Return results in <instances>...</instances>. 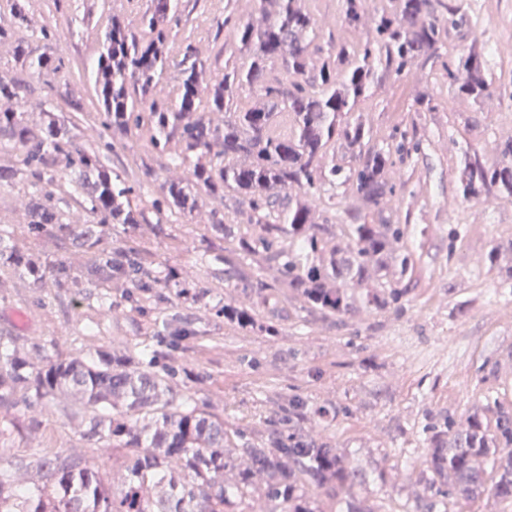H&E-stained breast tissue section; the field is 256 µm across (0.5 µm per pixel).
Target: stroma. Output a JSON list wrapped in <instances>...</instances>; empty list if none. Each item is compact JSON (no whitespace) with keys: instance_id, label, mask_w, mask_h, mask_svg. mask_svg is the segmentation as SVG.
<instances>
[{"instance_id":"35a3bbf8","label":"stroma","mask_w":512,"mask_h":512,"mask_svg":"<svg viewBox=\"0 0 512 512\" xmlns=\"http://www.w3.org/2000/svg\"><path fill=\"white\" fill-rule=\"evenodd\" d=\"M475 27L450 33L442 62L414 67L383 81L359 104L377 143L413 126L419 152L391 167L386 177L396 195L389 212L402 217L404 244L413 269L400 313L362 307L344 321L321 314L296 300H284L276 263L254 260L236 243L211 235L215 211L238 223L233 210H221L205 191L197 208L184 218L153 206L162 178H185L187 166L154 151L147 131L132 130L102 152V160L130 186L129 199L144 219L135 230L115 224L105 236L111 247L134 248L159 274H172L157 286L149 306L131 309L127 289L88 277L90 252L64 237L36 238L24 228L34 191L20 156L0 150V166L13 169L0 184V228L13 229L14 247L43 251L48 261L65 262L66 284L53 278L36 282L0 271V336L11 337L32 362L44 355H88L95 347L125 350L149 343L178 371L175 396L193 394L210 403L228 428L243 430L257 442L288 432L314 436L342 451L362 469L366 495L386 512H419L429 498L422 479L434 432L444 420L465 425L474 410L492 420L488 403L512 405V288L500 284L501 271L512 268V200L496 191L465 200L459 178L465 152L487 163L496 145L512 141V0H470ZM194 7V26L173 27L172 57L193 43L200 58L213 59L230 30H218L225 9L248 20L253 0H182ZM151 0H27L24 20L14 15L12 0H0V79L15 84L14 110L39 119L52 112L80 143L100 149L96 131L101 107L94 90L98 42L112 17L134 23ZM378 0H367L360 25L338 22V0H318L314 29L337 41L364 40L374 26ZM53 28V41L40 40ZM484 40L493 75L480 99L457 94L446 79L444 63L456 60L472 38ZM34 54L60 58V74L36 72L14 56L17 42ZM429 93L437 106L417 110L415 99ZM51 204L64 223L84 224L88 214L69 177L64 157L52 165ZM249 273L264 289L244 287ZM264 318L279 310L276 333L225 320V304ZM176 317L188 333L210 338L203 352L157 342L154 322ZM47 456L78 454L93 460L85 447L70 403L60 398L45 407L0 411V466L16 465L30 449Z\"/></svg>"}]
</instances>
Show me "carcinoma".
Segmentation results:
<instances>
[{
    "mask_svg": "<svg viewBox=\"0 0 512 512\" xmlns=\"http://www.w3.org/2000/svg\"><path fill=\"white\" fill-rule=\"evenodd\" d=\"M315 0H254L256 19L245 22L224 12L232 41L217 55L224 69L211 76L196 48L185 45L171 58V24L182 21L179 0H153L135 26L114 18L106 27L96 67L95 90L102 106L97 136L118 138L147 126L152 147L191 162L184 181H163L154 205L185 217L196 205V189L233 203L245 225L219 221L214 235L237 241L246 254L278 263L290 297L328 316L341 318L359 307L399 311L408 288L410 258L402 246L404 230L383 203L396 195L387 170L405 162L421 143L402 132L391 142H373L370 126L356 114L359 101L384 79L415 67L434 65L452 30L470 26L465 0H380L376 26L365 40L348 44L334 35L314 33ZM367 0H339V21L356 27ZM486 44L474 38L456 62L444 65L448 83L479 100L491 86ZM15 56L24 64L57 74L61 64L43 54L31 56L19 42ZM178 71L177 95L164 100L155 89L169 69ZM257 92L251 105L242 94ZM208 110H199L202 99ZM212 112L224 113L213 125ZM20 152L34 192L48 198L51 159L64 155L72 180L84 195L87 224H65L48 204L32 205L26 229L34 236L55 233L75 248L94 252L93 270L106 282L129 285L126 298L160 284L159 275L130 250L100 245L108 224L131 228L142 212L130 204V187L86 149L49 112L40 121L23 112L0 110V140ZM496 160L464 154L460 182L471 200L493 188L512 197V142L496 146ZM351 183L363 207L377 216H357L350 224L319 220L313 207L327 186ZM13 232L0 229V266L38 281L47 262L38 252L20 254ZM334 239L336 244L327 245ZM224 317L243 326L255 317L224 304ZM159 337L171 347L186 334L173 319L159 322ZM176 370H155L152 360L137 362L129 350L96 349L86 357L47 355L36 365L15 342L0 336V409L45 406L69 400L88 448L112 449V479L98 464L74 455L48 458L32 450L25 470L0 469V512H235L232 505H259V512H320L310 490L336 499L339 512H383L360 496L362 472L337 448L304 439H287L237 448L234 483H224L233 465L224 453L239 431L195 396L172 395ZM494 427L476 410L464 431L446 429L433 437L427 489L448 505H474L490 496L512 499V408L494 404Z\"/></svg>",
    "mask_w": 512,
    "mask_h": 512,
    "instance_id": "1",
    "label": "carcinoma"
}]
</instances>
